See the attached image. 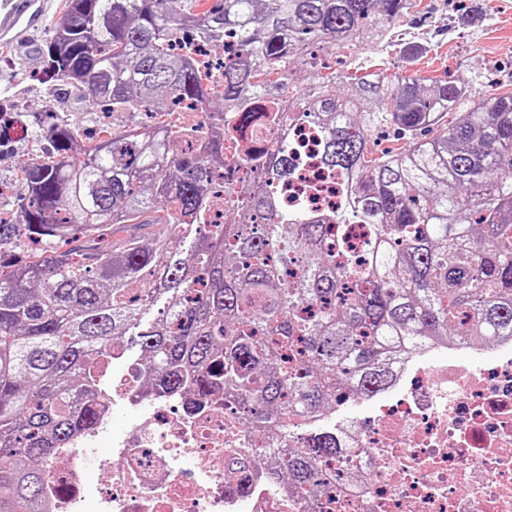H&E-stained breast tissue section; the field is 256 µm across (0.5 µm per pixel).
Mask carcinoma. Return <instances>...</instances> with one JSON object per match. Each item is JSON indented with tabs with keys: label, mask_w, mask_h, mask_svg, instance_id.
Masks as SVG:
<instances>
[{
	"label": "carcinoma",
	"mask_w": 512,
	"mask_h": 512,
	"mask_svg": "<svg viewBox=\"0 0 512 512\" xmlns=\"http://www.w3.org/2000/svg\"><path fill=\"white\" fill-rule=\"evenodd\" d=\"M412 2L62 0L40 52L46 80L81 112L146 120L87 140L59 120L21 169L15 216L0 217V245L24 238L44 254H0V512H42L43 465L94 428L100 366L130 336L147 387L222 386L247 424L280 435L263 458L299 489L323 483L343 449L328 430L307 448L288 440L337 392L384 389L387 355L431 336H512V91L485 95L449 65L400 75L318 58L391 40ZM228 31L239 49L210 62L214 79L187 44L222 48ZM301 70L306 83L283 97ZM174 112L195 123L155 130ZM232 112L277 135L257 176L224 188L227 214L255 224L208 220L213 167L254 161L238 144L226 156L252 137L227 125ZM299 122L320 129L321 163L342 179L337 211L280 198ZM388 130L408 148L375 153ZM348 224L368 231L338 264L327 232ZM116 225L153 238L75 258Z\"/></svg>",
	"instance_id": "cac0c4a2"
}]
</instances>
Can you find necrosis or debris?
Listing matches in <instances>:
<instances>
[{"label":"necrosis or debris","mask_w":512,"mask_h":512,"mask_svg":"<svg viewBox=\"0 0 512 512\" xmlns=\"http://www.w3.org/2000/svg\"><path fill=\"white\" fill-rule=\"evenodd\" d=\"M300 162L280 194L313 211L336 206L340 188L319 165L320 139L294 126ZM511 339L483 338L459 364L434 362L455 340L430 337L398 354L391 387L369 395L367 416L337 424L345 452L318 496L289 490L261 460L266 440L221 396L189 388L142 395L144 369L113 378L99 409L108 427L117 400L138 411L113 434L112 457L96 460L99 481L82 470L89 436L58 451L44 484L46 512H512Z\"/></svg>","instance_id":"obj_1"}]
</instances>
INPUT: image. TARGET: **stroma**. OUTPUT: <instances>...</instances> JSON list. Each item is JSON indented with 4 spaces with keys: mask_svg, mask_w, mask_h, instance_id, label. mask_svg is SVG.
<instances>
[{
    "mask_svg": "<svg viewBox=\"0 0 512 512\" xmlns=\"http://www.w3.org/2000/svg\"><path fill=\"white\" fill-rule=\"evenodd\" d=\"M456 9L451 0H416L399 26L394 46L371 54L360 50L356 60L384 63L390 71L409 69L433 71L451 65L460 77L480 75L487 92L512 89V0H464ZM48 36L47 27L33 31L29 51L0 46V119L21 128V136L0 138V210L16 211L18 182L23 162L39 152L31 139L55 119L45 111L46 102L59 101L65 118L80 131L95 127L96 118L75 109L59 87L41 76L40 50Z\"/></svg>",
    "mask_w": 512,
    "mask_h": 512,
    "instance_id": "stroma-1",
    "label": "stroma"
}]
</instances>
